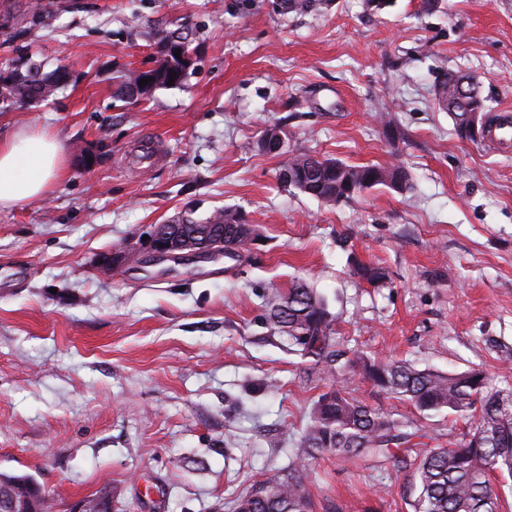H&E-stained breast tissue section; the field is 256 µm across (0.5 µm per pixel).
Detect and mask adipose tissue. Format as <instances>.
Returning <instances> with one entry per match:
<instances>
[{
    "label": "adipose tissue",
    "mask_w": 512,
    "mask_h": 512,
    "mask_svg": "<svg viewBox=\"0 0 512 512\" xmlns=\"http://www.w3.org/2000/svg\"><path fill=\"white\" fill-rule=\"evenodd\" d=\"M63 148L45 131L0 137V206L43 197L62 171Z\"/></svg>",
    "instance_id": "1"
}]
</instances>
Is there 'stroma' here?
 Instances as JSON below:
<instances>
[{"instance_id":"35a3bbf8","label":"stroma","mask_w":512,"mask_h":512,"mask_svg":"<svg viewBox=\"0 0 512 512\" xmlns=\"http://www.w3.org/2000/svg\"><path fill=\"white\" fill-rule=\"evenodd\" d=\"M283 3L0 0V72L26 55L66 73L0 112L1 136L46 130L65 155L47 196L0 208V472L34 477L51 512L105 490L118 512H235L287 470L313 401L343 382L266 323L292 281L326 300L340 350L493 377L512 353V150L462 139L438 100L446 73H469L488 120L512 117V0ZM164 30L191 42L186 84L118 98ZM271 127L295 152L401 165L412 188L324 205L280 184ZM226 207L257 249L100 268L150 225ZM411 482L329 455L302 476L312 512H414Z\"/></svg>"}]
</instances>
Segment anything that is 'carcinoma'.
<instances>
[{"instance_id":"cac0c4a2","label":"carcinoma","mask_w":512,"mask_h":512,"mask_svg":"<svg viewBox=\"0 0 512 512\" xmlns=\"http://www.w3.org/2000/svg\"><path fill=\"white\" fill-rule=\"evenodd\" d=\"M15 84L0 92V109L13 106L20 94L30 101L53 95L54 83L38 76V67L19 58L9 71ZM310 166L315 198L330 205L350 201L358 193L343 194L344 183L359 190L369 174L382 173L381 165H349L339 159L297 153L281 165L278 180L288 185V167ZM224 226L235 229L224 234V253L250 248V232L237 219L238 211L224 209ZM354 274L371 284L386 279L385 270L374 264H359ZM267 321L279 335L315 364L335 370L334 318L326 301L301 280L288 291L268 296ZM344 368L353 369L386 393L410 403L421 414H448L470 420L467 432L429 451L408 456L411 440L418 436V419L398 420L394 414L374 408L346 389H329L311 405L301 434L296 461L288 472L256 484L242 495L236 512H310V501L301 484V473L317 454L328 453L341 463L359 460L391 461L400 469L412 470L416 497L414 512H500L498 487L512 481V386H495L481 369L440 372L418 369L402 361H386L354 352ZM27 504V510L49 512L44 491L30 475L0 472V497Z\"/></svg>"}]
</instances>
